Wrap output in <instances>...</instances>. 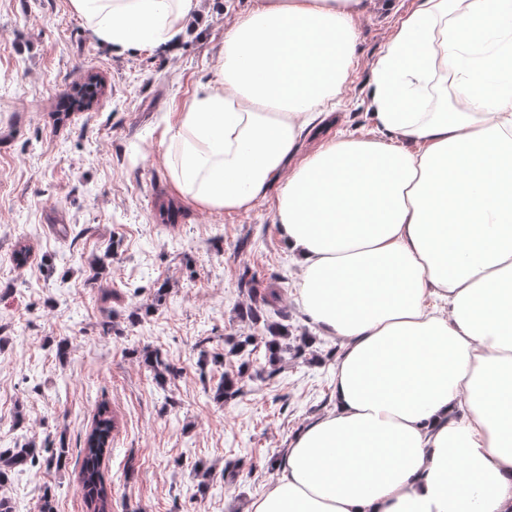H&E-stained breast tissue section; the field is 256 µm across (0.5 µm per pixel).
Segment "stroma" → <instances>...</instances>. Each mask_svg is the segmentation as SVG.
<instances>
[{"mask_svg":"<svg viewBox=\"0 0 512 512\" xmlns=\"http://www.w3.org/2000/svg\"><path fill=\"white\" fill-rule=\"evenodd\" d=\"M253 2L200 0L169 50L111 54L69 0H0V451H67L61 469L11 473L0 497L13 512H39L47 492L55 512H88L80 452L103 402L116 422L103 463L112 512H245L279 478L292 437L331 408L340 343L296 300L299 266L273 220L279 182L248 210L211 212L180 196L161 160L166 123ZM414 5L369 0L348 82L329 117L303 131L300 155L373 132V68ZM93 74L101 93L61 114ZM168 204L171 224L160 216ZM20 242L31 248L23 266ZM252 286L281 293L271 318L291 349L274 369L263 327L241 315ZM229 336L251 343L231 356ZM155 348L178 371L162 384L143 361ZM237 371L243 393L216 400L222 373ZM198 466L211 470L202 496Z\"/></svg>","mask_w":512,"mask_h":512,"instance_id":"obj_1","label":"stroma"}]
</instances>
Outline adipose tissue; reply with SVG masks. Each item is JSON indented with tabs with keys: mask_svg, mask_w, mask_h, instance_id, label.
Masks as SVG:
<instances>
[{
	"mask_svg": "<svg viewBox=\"0 0 512 512\" xmlns=\"http://www.w3.org/2000/svg\"><path fill=\"white\" fill-rule=\"evenodd\" d=\"M197 0H70L110 52L163 49ZM364 0H261L165 133L195 206L280 173L295 292L336 337L334 407L248 512H512V0H417L373 71L377 131L300 155L357 53Z\"/></svg>",
	"mask_w": 512,
	"mask_h": 512,
	"instance_id": "ef3b65f1",
	"label": "adipose tissue"
}]
</instances>
